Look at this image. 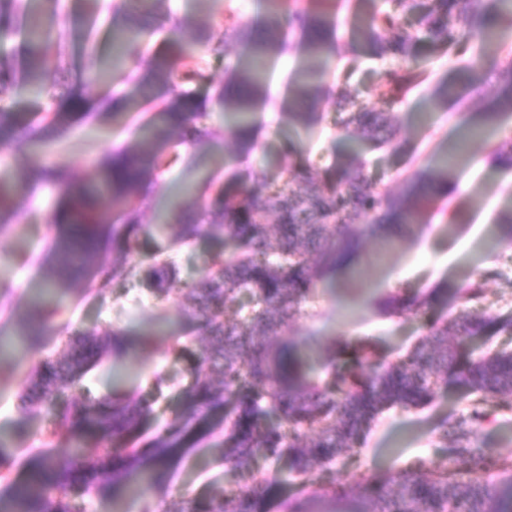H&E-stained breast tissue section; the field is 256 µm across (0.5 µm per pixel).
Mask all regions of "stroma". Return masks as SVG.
I'll return each mask as SVG.
<instances>
[{"label": "stroma", "instance_id": "1", "mask_svg": "<svg viewBox=\"0 0 512 512\" xmlns=\"http://www.w3.org/2000/svg\"><path fill=\"white\" fill-rule=\"evenodd\" d=\"M113 0H100L95 16H88L85 0H60L59 11L72 36L62 45L48 44L43 49L45 66L54 74L56 85L50 97L37 99L23 88L0 98V109L25 117L65 104L70 95L81 96L87 104H95L102 87L95 82V65L83 40L87 29H94L99 52H107L110 43L111 5ZM236 9L242 21L257 19L263 12V0H164L162 12L187 17L195 25L209 28L216 39L224 37L227 8ZM239 52L236 44H228L226 54L216 56L199 49L203 58L204 83L178 81L179 89L196 93L205 117L203 126L223 131L224 116L215 97V89L224 80L225 68ZM420 59L430 84L448 82L452 91L446 101L432 105L429 91L422 87L409 95L395 115L399 136L414 148L417 158L412 167H404L402 157L383 152L367 153L366 172L380 193L398 191L409 171L431 174L441 161L450 141L463 129L466 113L489 111L498 92L493 73H486L482 96L459 103L457 93L468 79L467 71L451 61L447 53L423 50ZM297 59L285 55L269 63V99L266 109L256 115L259 132L258 148L247 162L256 175L288 167L290 158L279 153L284 135L294 134L296 141L319 155L339 139L332 121H324L313 131L291 132L281 103L291 89V75ZM116 95L128 102V109L116 117H96L95 113L75 114L62 142L36 146L24 141L0 150V173L33 166L43 158L67 169L79 183L92 182L94 168L113 149L132 143L138 119L152 111L134 84L120 82ZM512 140V118L500 122L492 139H473L468 143V160L448 173L460 189L449 199L446 215L436 216L429 224H409L401 233L369 237L361 255L349 269L337 272L331 281L319 284L315 296L304 306L305 314L285 330L288 341L298 342L316 334L320 349L329 352L333 343L372 338L389 351L396 352L417 343L424 334L421 320L409 314L388 317L374 306L380 297L408 288L429 291L439 284L448 288L447 304H438L434 313L456 315L465 307L461 295L478 274H486L485 298L479 309L496 316L512 312V244L504 240L498 224L500 213L512 204V172L492 168L488 154L497 143ZM177 158L164 171L161 180L166 193L156 194L152 207L144 209L142 221L155 223L160 212L175 208L180 198L175 190L186 180L190 167L199 175L221 170L224 160L233 154L231 140L208 142L194 147H176ZM57 195L47 188L35 189L24 197L11 227L0 230V365L8 366L13 377L0 383V449L10 459L12 480L28 475L26 461L32 449L40 447L48 426L43 410L35 409L27 416L17 410L18 396L23 391L32 365L42 357L60 351L66 335L61 324L70 330L114 329L130 338L156 332L152 354L132 356L123 366L137 383L148 386L153 373L174 377L175 388L165 400L156 404L155 431L183 410L181 387L188 385L198 361L197 349L203 330L189 307L188 300L161 302L138 288H111L104 293L88 294L83 283L72 284L63 293L61 313L56 327H44L42 345L27 342L20 332L23 317L31 312L30 290L41 279L44 258L55 235L49 222ZM220 237H204L177 248L173 259L183 281H198L208 272L212 253L223 250ZM189 348L188 354L176 355L173 342ZM468 403L458 392L439 394L427 405L407 410L391 409L379 416L364 438L352 461L336 464L337 476L349 482L355 470H371L385 464L404 468L424 459L445 464L437 439V425L442 417L454 413L464 415ZM224 453L223 439L210 435L200 452L175 457L162 468L163 477L154 485L133 489L120 484L106 498H92L87 512H112L113 502L125 503L128 512H172L186 499L203 497L224 489L229 476L220 461Z\"/></svg>", "mask_w": 512, "mask_h": 512}]
</instances>
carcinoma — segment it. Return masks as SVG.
<instances>
[{
  "instance_id": "cac0c4a2",
  "label": "carcinoma",
  "mask_w": 512,
  "mask_h": 512,
  "mask_svg": "<svg viewBox=\"0 0 512 512\" xmlns=\"http://www.w3.org/2000/svg\"><path fill=\"white\" fill-rule=\"evenodd\" d=\"M162 0H120L112 11V80L134 82L158 109L134 144L107 155L95 170L91 190L75 185L72 175L52 163L23 167L0 177V229L11 225L16 200L33 185L60 194L53 220V238L43 271L47 287L76 281L102 292L111 287L143 288L161 299H192L191 308L205 323L206 344L198 354L199 369L184 389L186 408L157 436L145 425L170 379L155 376L150 391L114 392L102 400L82 387L88 369L103 361L118 362L135 350L121 330L70 334L55 357L40 360L20 398L21 411L37 405L49 416L44 447L30 456L31 478L22 492L0 494V512H86L87 499L106 497L118 483L130 482L165 462L178 448H192L201 429L224 432V466L233 484L219 497L186 501L175 512H270L264 498L270 486L260 459L286 460L301 491L333 504L348 496V487L333 470L348 458L378 415L389 408L418 407L452 385L471 397L470 413L444 421L438 433L448 466L418 460L401 470L353 473L365 494L359 512H512V448H484L473 430L512 397V347L476 355L465 345L475 336L512 335V316L488 318L465 310L451 320L427 319L425 336L403 356L390 360L369 342L344 343L333 351L324 376L313 375L311 358L280 341L283 327L303 312L318 284L359 253L363 238L392 224L423 221L455 183L448 165L433 177L413 175L398 195L375 191L366 174V160L353 150L339 164L320 167L288 138L280 151L292 164L257 178L236 168L211 195L190 203L178 217L168 248L221 233L229 253L212 257L206 277L184 284L175 264L159 249L143 260L129 259L140 236L157 227L138 223L151 201L165 152L174 137L190 141L207 137L198 126L204 116L187 92L170 82L177 61L184 58L180 40L172 50L153 56L149 70L125 68L126 43L165 24L172 35L191 27L180 17L158 18ZM388 9L364 29L353 28L368 54L389 57L397 68L377 85L383 109L360 105L350 81L356 58L343 66L336 92L334 126L345 137L395 154L412 150L400 141L391 111L406 95L427 81L417 46L432 44L464 63L474 78L460 97L476 96L477 59H465L473 41L487 54L489 39L512 28V0H386ZM22 37L26 54L14 67L0 60V95L21 84L41 96L52 85L41 55L43 44L66 35L53 0H0V25ZM227 29L243 53L226 68L224 85L216 90L227 133L234 140L239 163L254 150L253 116L266 98L262 71L271 58L297 49L299 64L288 102L282 106L288 123L313 130L323 119L318 111L326 96L323 74L338 53V27L333 0H269L258 24L238 20L228 8ZM193 42L210 51H226L213 34L195 29ZM495 112L467 121L482 131L495 120L512 116V63L501 68ZM68 113L47 112L20 122L0 112V149L22 136L32 142L62 139ZM489 161L512 172V141L500 143ZM123 250L112 268L96 265L107 244ZM434 295L407 289L376 301L384 315L422 313ZM54 448H72L66 462ZM280 512H313L309 498H284Z\"/></svg>"
}]
</instances>
